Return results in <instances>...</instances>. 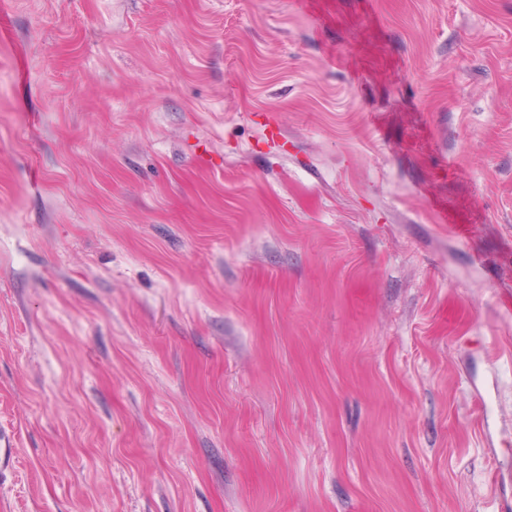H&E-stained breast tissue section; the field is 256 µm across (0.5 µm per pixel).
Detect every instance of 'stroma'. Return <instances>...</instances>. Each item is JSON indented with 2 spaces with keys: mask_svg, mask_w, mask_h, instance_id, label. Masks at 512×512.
Returning <instances> with one entry per match:
<instances>
[{
  "mask_svg": "<svg viewBox=\"0 0 512 512\" xmlns=\"http://www.w3.org/2000/svg\"><path fill=\"white\" fill-rule=\"evenodd\" d=\"M0 512H512V0H0Z\"/></svg>",
  "mask_w": 512,
  "mask_h": 512,
  "instance_id": "stroma-1",
  "label": "stroma"
}]
</instances>
